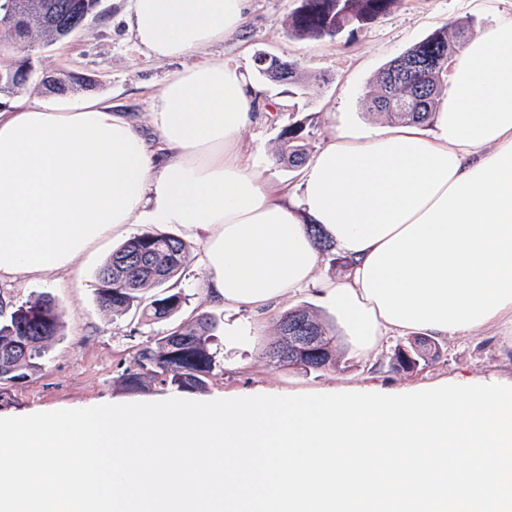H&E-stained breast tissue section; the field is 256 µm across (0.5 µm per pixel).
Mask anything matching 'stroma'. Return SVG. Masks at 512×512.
Segmentation results:
<instances>
[{
    "mask_svg": "<svg viewBox=\"0 0 512 512\" xmlns=\"http://www.w3.org/2000/svg\"><path fill=\"white\" fill-rule=\"evenodd\" d=\"M128 6V0H101L98 17L76 35L33 51L35 75L65 69L91 76L92 86L70 93V100L102 97L149 137L154 133L150 122L153 94L174 72L206 58L236 63L251 73L255 70L254 56L260 50L297 62L309 78L306 87L292 95L286 86L263 83L262 101L241 133L246 153L258 160L270 179L287 184L295 193L300 190L299 169L281 165L275 158L285 126L303 124L313 153L344 127L365 133L380 131L390 121L371 113L366 101L379 68L442 26L469 22L468 35L473 38L499 20L512 17V0H400L393 11L367 28L308 41L293 37L286 25L296 0H251L244 29L209 47L203 56L153 59L137 49L126 28L122 15ZM271 100L281 101L283 110H269ZM169 231L189 243L191 253L173 281L186 295L187 303L164 320L115 317L99 308L95 275L118 245L112 238L94 245L69 268L37 277H0L1 302L19 305L47 292L58 302L64 321L63 335L52 346L43 368L22 383L0 386V411L22 412L36 406L126 396V389L116 381L120 367L130 364L140 345L201 311L214 314L220 330L236 324L248 334L235 344L215 342L220 369L205 389L196 391L199 399L216 392L233 394L255 385L312 392L335 386L401 388L449 377L512 379L510 329L492 325L476 336L440 339L437 360L413 373L397 372L391 367V356L400 337L389 338L369 355L352 352L335 316L311 290L270 307L259 318L263 321L261 331L253 332L258 318L252 313L209 301L201 264L204 235L178 225L170 226ZM297 306L307 307L332 336L336 366L305 371L267 356L269 345L276 339L275 318Z\"/></svg>",
    "mask_w": 512,
    "mask_h": 512,
    "instance_id": "1",
    "label": "stroma"
}]
</instances>
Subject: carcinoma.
<instances>
[{
	"mask_svg": "<svg viewBox=\"0 0 512 512\" xmlns=\"http://www.w3.org/2000/svg\"><path fill=\"white\" fill-rule=\"evenodd\" d=\"M399 0H299L288 16L291 35L301 40L334 36L343 26L349 32L366 28L391 12ZM100 0H0V14L11 21L0 24V95H13L28 87L35 91L65 94L89 86L83 77L52 73L33 80L30 58L15 54L13 42L23 41L28 51L51 46L84 27L97 15ZM467 25L458 22L435 30L401 56L431 57L435 67L404 71L393 58L379 69L369 109L398 123L425 125L440 106L445 73L441 66L465 38ZM307 135L297 122L280 134L278 161L300 167L305 164ZM190 244L160 230L138 234L112 250L96 275L95 296L100 308L114 315L142 314L155 320L171 317L187 301L179 289L167 286L188 259ZM279 340L269 356L280 364L324 370L336 365L333 338L304 307L290 309L276 318ZM216 317L199 312L189 321L139 347L133 364L117 382L140 389L146 382L170 384L180 390H201L216 367L212 351ZM62 311L53 296L40 293L6 311L0 304V385L17 384L41 369L53 342L62 336ZM314 341V349L300 351L301 338ZM440 357L439 346L425 336L397 345L391 357L398 372H412Z\"/></svg>",
	"mask_w": 512,
	"mask_h": 512,
	"instance_id": "1",
	"label": "carcinoma"
}]
</instances>
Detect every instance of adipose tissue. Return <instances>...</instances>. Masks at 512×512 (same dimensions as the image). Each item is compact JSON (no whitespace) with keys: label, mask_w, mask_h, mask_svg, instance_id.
<instances>
[{"label":"adipose tissue","mask_w":512,"mask_h":512,"mask_svg":"<svg viewBox=\"0 0 512 512\" xmlns=\"http://www.w3.org/2000/svg\"><path fill=\"white\" fill-rule=\"evenodd\" d=\"M249 0H131L142 53L195 54L240 31ZM433 131H340L305 166L302 195L274 188L240 141L261 90L212 61L155 96L150 144L88 97L0 110V275L70 267L136 224L206 234L211 302L262 314L314 289L356 351L385 337L512 325V19L448 63ZM316 224L352 266L319 281Z\"/></svg>","instance_id":"obj_1"}]
</instances>
